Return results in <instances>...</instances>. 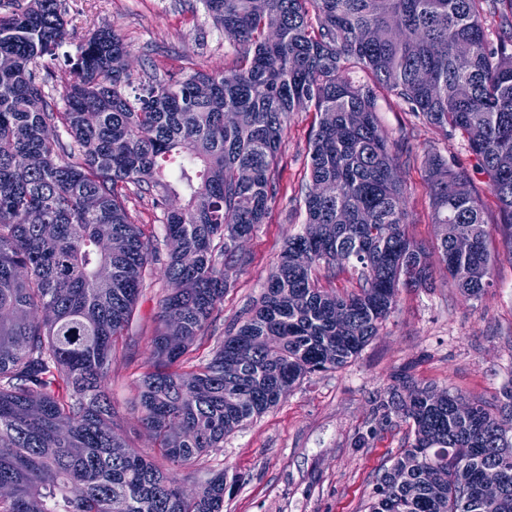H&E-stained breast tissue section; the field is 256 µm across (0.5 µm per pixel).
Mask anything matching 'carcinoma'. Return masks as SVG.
<instances>
[{
    "label": "carcinoma",
    "mask_w": 512,
    "mask_h": 512,
    "mask_svg": "<svg viewBox=\"0 0 512 512\" xmlns=\"http://www.w3.org/2000/svg\"><path fill=\"white\" fill-rule=\"evenodd\" d=\"M203 6L243 46L242 63L184 80L146 69L136 85L112 26L72 41L64 0H26L0 16V512H224V471L202 469L204 458L304 376L356 357L401 289L431 284L432 254L465 297L493 285L474 172L488 179L512 253V0ZM60 69L62 110L43 92ZM389 98L461 138L475 160H426L431 250L405 230L400 158L412 151L379 122ZM298 112L318 116L302 195L320 233L289 238L261 299L215 336L224 269L249 263L236 241L269 218ZM132 192L162 212L163 239L135 224ZM459 238L468 252L455 250ZM299 250L305 266L289 260ZM338 252L360 276L347 296L312 279L320 265L334 272ZM159 263L167 288L154 361L132 401L158 465L127 442L103 381ZM464 400L404 373L374 402L383 420L408 421L414 439L377 479L368 512H512V389L496 404L470 400L468 419L453 411ZM492 465L507 475L488 501ZM188 470L206 474L191 493Z\"/></svg>",
    "instance_id": "carcinoma-1"
}]
</instances>
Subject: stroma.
<instances>
[{
  "label": "stroma",
  "mask_w": 512,
  "mask_h": 512,
  "mask_svg": "<svg viewBox=\"0 0 512 512\" xmlns=\"http://www.w3.org/2000/svg\"><path fill=\"white\" fill-rule=\"evenodd\" d=\"M70 26L84 35L92 23L109 24L130 49V70L141 74L143 56L157 72L183 79L199 69L229 67L237 54L204 10L202 0H67ZM379 119L395 139H405L413 155L405 165L407 234L434 245L437 228L424 181L423 162L438 153L461 163L468 152L462 139L447 140L415 119L404 105H380ZM313 112L295 114L278 156L281 192L267 223L258 225L243 250L248 265L228 272L216 330L236 327L263 292L285 241L304 229L301 187L307 180ZM431 288L402 290L377 335L346 366L304 377L285 399L224 438L207 459L226 479L224 512H367L383 467L413 440L399 416L382 420L374 401L410 369L422 383L450 388L469 398L493 402L512 386V257L501 255L494 284L479 299L465 298L448 285L442 265L434 267ZM166 283L154 278L137 303L129 338L104 384L120 419L134 423L126 434L140 451L153 448L149 432L136 424L129 402L141 372L152 362L149 341L154 312Z\"/></svg>",
  "instance_id": "obj_1"
}]
</instances>
